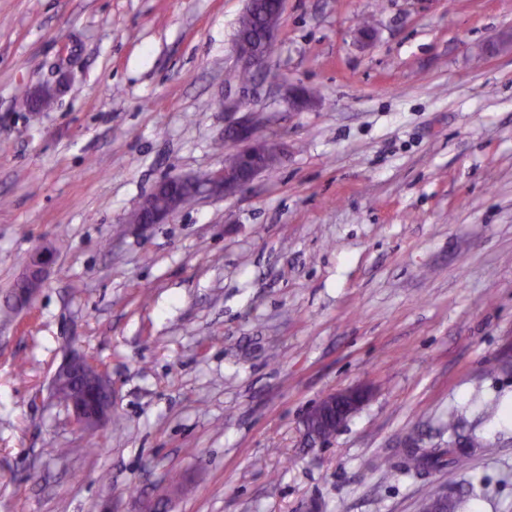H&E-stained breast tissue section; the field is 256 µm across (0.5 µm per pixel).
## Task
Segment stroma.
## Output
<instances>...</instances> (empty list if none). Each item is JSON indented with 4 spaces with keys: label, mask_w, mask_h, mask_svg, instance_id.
I'll return each instance as SVG.
<instances>
[{
    "label": "stroma",
    "mask_w": 512,
    "mask_h": 512,
    "mask_svg": "<svg viewBox=\"0 0 512 512\" xmlns=\"http://www.w3.org/2000/svg\"><path fill=\"white\" fill-rule=\"evenodd\" d=\"M245 6L0 0V512H421L441 491L512 512V47L490 49L512 0H285L246 85ZM228 98L286 162L128 224L162 179L221 167ZM47 243V282L7 308ZM71 348L112 378L94 433L49 392ZM356 385L368 402L310 442L312 407ZM460 435L483 443L467 469L376 465ZM236 60L240 70L249 72H239L235 77L241 82L251 80L250 72H259L267 62V57L258 51L254 45L245 38L236 37L234 43Z\"/></svg>",
    "instance_id": "stroma-1"
}]
</instances>
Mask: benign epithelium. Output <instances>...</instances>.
Segmentation results:
<instances>
[{
	"label": "benign epithelium",
	"instance_id": "benign-epithelium-1",
	"mask_svg": "<svg viewBox=\"0 0 512 512\" xmlns=\"http://www.w3.org/2000/svg\"><path fill=\"white\" fill-rule=\"evenodd\" d=\"M234 51L238 67L242 70L258 72L267 62V57L245 38L235 39ZM314 103L315 100L302 86L288 92V106L295 111ZM224 112L227 119L225 140L232 145L229 160L220 169L202 177L172 175L160 181L137 208L136 225L162 224L175 212L173 206L160 201L173 182L200 187L205 194L230 196L244 190L260 173L269 169L267 160L277 164L286 160L288 145L257 137V118L253 113L243 111L240 101L224 100ZM54 260V248L51 246H42L30 253L15 283L13 300L16 307L30 306L44 285ZM60 375H68L73 381L66 408L78 429L94 433L112 421V379L106 369L84 354L70 352L51 378L49 389L53 395L56 394V380ZM368 398L369 390L362 386L331 392L315 405L307 419L334 414L336 428L339 429Z\"/></svg>",
	"mask_w": 512,
	"mask_h": 512
}]
</instances>
